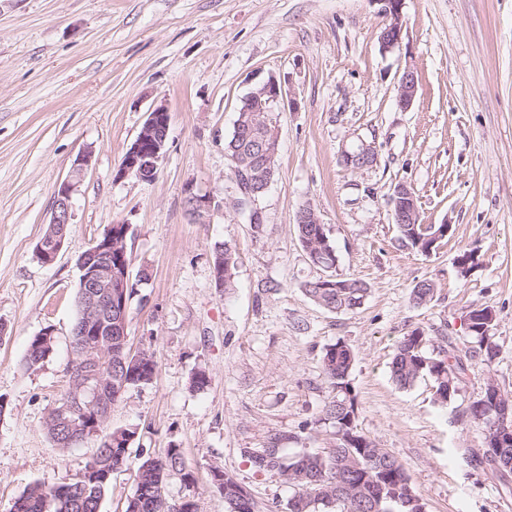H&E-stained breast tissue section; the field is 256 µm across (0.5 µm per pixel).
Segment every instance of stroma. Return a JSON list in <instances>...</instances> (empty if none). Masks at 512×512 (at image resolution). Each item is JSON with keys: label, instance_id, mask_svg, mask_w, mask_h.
Returning <instances> with one entry per match:
<instances>
[{"label": "stroma", "instance_id": "35a3bbf8", "mask_svg": "<svg viewBox=\"0 0 512 512\" xmlns=\"http://www.w3.org/2000/svg\"><path fill=\"white\" fill-rule=\"evenodd\" d=\"M386 23L377 0H0V512L31 484L74 479L96 449L59 450L44 421L69 385L77 260L118 222L131 226V270L150 273L130 301L128 344L151 353L156 371L123 394L108 426L136 429L134 447L154 456L181 449L193 481L171 475L169 497L224 512L217 467L254 512H288L296 486L251 455L335 446L333 429L314 421L330 395L323 355L341 340L355 354L357 429L404 465L427 512H512V494L472 460L485 432L465 413L487 382L512 396V0H405L392 52L380 45ZM407 66L417 92L403 110ZM271 76L287 98L271 114L277 169L255 227L233 204L224 139L242 99ZM159 104L170 126L156 178L116 179ZM364 142L376 162L346 167L343 153ZM86 146L70 231L41 263L55 185ZM401 183L421 223L451 226L431 254L398 239L390 197ZM191 192L216 209L191 217ZM306 205L335 247L333 269L298 239ZM221 243L237 254L229 291L213 279ZM468 251L463 279L455 262ZM331 274L367 285L359 309L330 312L305 294ZM423 281L434 294L418 306L411 291ZM483 307L498 314L489 363L464 325ZM48 326L55 350L26 370L29 341ZM417 328L428 354L451 349L468 366L447 403L431 378L402 388L391 377L399 341ZM199 371L210 382L195 390ZM416 93L415 71L410 66L400 73L397 85V99L400 108L407 109L413 102Z\"/></svg>", "mask_w": 512, "mask_h": 512}]
</instances>
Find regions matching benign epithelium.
<instances>
[{"instance_id": "1", "label": "benign epithelium", "mask_w": 512, "mask_h": 512, "mask_svg": "<svg viewBox=\"0 0 512 512\" xmlns=\"http://www.w3.org/2000/svg\"><path fill=\"white\" fill-rule=\"evenodd\" d=\"M381 5V13L389 18L380 41L386 52L400 47L403 39L402 10L405 0H375ZM416 79L413 68L407 66L400 73L397 85V99L400 108H408L415 97ZM282 86L274 78L263 82L247 95L252 102V112H272L282 99ZM169 132V112L160 104L147 115L140 132L126 150L115 179L133 177L141 181H151L156 177L165 151ZM266 162L259 167L232 168L233 181L238 193L256 206L254 185L271 184L275 173L277 145L266 144L262 148ZM347 166L360 168L376 161L375 148L363 143L358 151L345 153ZM92 149L84 148L76 157L70 175L58 182L54 189V201L50 223L60 226L57 233L41 240L38 245L42 259L51 263L62 248L66 238V226L71 224L72 204L78 192L85 168L90 164ZM396 211L393 213L398 224H417L419 211L415 196L407 185L397 187ZM189 210L197 217L211 211L212 199L206 195L188 192ZM112 228L104 234L77 261L80 271V286L88 289L90 309L82 324L73 331L81 337L80 345L84 363L73 370L71 388L65 397L63 411L70 414L68 424L75 436L95 439L102 435L101 427L109 422L112 406V379L102 374L98 368L106 347L112 345L109 336L116 335L121 341H128V305L124 286L132 279L130 261L127 256L112 260L114 251ZM485 398L496 406L498 421L492 432L499 447L512 441V428L507 426L512 417V398L503 394L498 386L490 381L484 389Z\"/></svg>"}]
</instances>
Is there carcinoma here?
I'll return each instance as SVG.
<instances>
[{
    "instance_id": "carcinoma-1",
    "label": "carcinoma",
    "mask_w": 512,
    "mask_h": 512,
    "mask_svg": "<svg viewBox=\"0 0 512 512\" xmlns=\"http://www.w3.org/2000/svg\"><path fill=\"white\" fill-rule=\"evenodd\" d=\"M255 131L233 130L224 140V156L233 164L251 162L258 151L257 138L273 130L268 113L257 116ZM297 235L311 261L319 266L331 268L336 263L335 247L323 224H298ZM236 252L227 245L215 247L213 270L217 278L224 280V289L235 285ZM334 288L324 287L318 279L305 288L306 294L318 305L330 312H349L361 307L367 295V286L356 279H341L328 276ZM471 325L468 335L475 343L476 352L491 361L497 354L496 345L486 342L484 329H493L490 319L498 318L489 307L469 311ZM428 336L414 329L398 343L391 363L393 381L401 388L412 386L418 379L429 377L434 382L438 400L445 402L457 395L468 365L461 357L448 353L430 356L425 350ZM47 359L46 351L28 344L25 365L29 370L39 369ZM355 355L343 341L328 348L323 356V374L330 388V395L317 422L329 425L340 432L349 411L346 409L348 395L353 393L349 375ZM469 417L489 430L496 422L497 413L490 402L478 399L468 408ZM44 430L54 445L61 451L73 447L69 442V429L61 419L45 421ZM361 444L350 446L336 439V446L323 453L294 452L289 448L279 449L278 458L284 461L288 480L298 488V494L288 505V512H426V504L414 491L404 466L387 449L376 447L364 435H358ZM97 456L94 464L100 469L114 470L127 465L130 450L119 446L108 448L104 438H96ZM136 469V495L127 502L126 512H173L174 502L161 499L167 477L179 473L191 476L180 449L169 448L165 455L155 457L139 454ZM477 465L491 471L504 491L512 490V483L505 481L512 469L498 468L495 459L486 454L475 455ZM82 477L45 490L38 483L28 486L13 502L9 512H100V501L108 485L95 491H84ZM224 496L228 512H253V503L242 495L241 486L230 476H224L219 488Z\"/></svg>"
}]
</instances>
